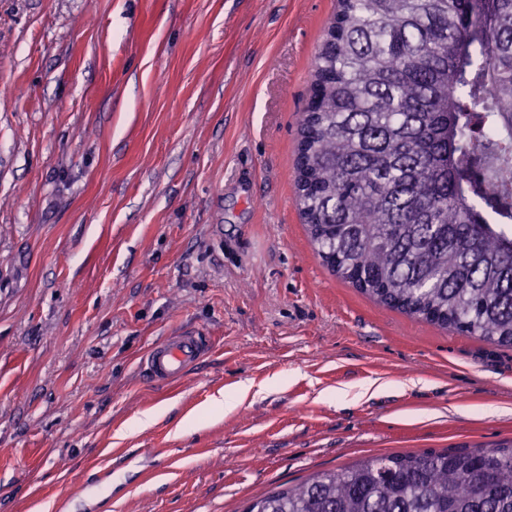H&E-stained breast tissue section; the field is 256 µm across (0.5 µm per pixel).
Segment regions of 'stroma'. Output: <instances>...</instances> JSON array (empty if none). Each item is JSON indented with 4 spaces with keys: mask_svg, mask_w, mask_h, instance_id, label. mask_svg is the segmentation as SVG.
Here are the masks:
<instances>
[{
    "mask_svg": "<svg viewBox=\"0 0 512 512\" xmlns=\"http://www.w3.org/2000/svg\"><path fill=\"white\" fill-rule=\"evenodd\" d=\"M336 8L0 0V512H244L317 471L512 438V347L375 303L301 221ZM181 328L208 354L150 381ZM207 348L208 340L202 332L173 331L150 347L142 358V368L154 381L166 383L187 375Z\"/></svg>",
    "mask_w": 512,
    "mask_h": 512,
    "instance_id": "stroma-1",
    "label": "stroma"
}]
</instances>
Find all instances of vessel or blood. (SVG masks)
I'll use <instances>...</instances> for the list:
<instances>
[{
	"mask_svg": "<svg viewBox=\"0 0 512 512\" xmlns=\"http://www.w3.org/2000/svg\"><path fill=\"white\" fill-rule=\"evenodd\" d=\"M207 348L208 340L202 332L177 330L150 347L142 358V368L154 381L166 383L187 375Z\"/></svg>",
	"mask_w": 512,
	"mask_h": 512,
	"instance_id": "1",
	"label": "vessel or blood"
}]
</instances>
